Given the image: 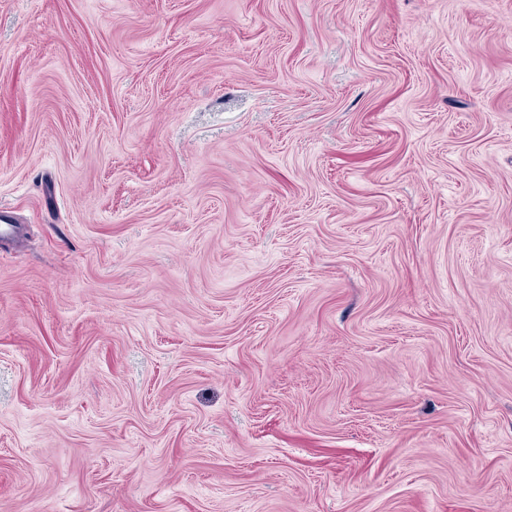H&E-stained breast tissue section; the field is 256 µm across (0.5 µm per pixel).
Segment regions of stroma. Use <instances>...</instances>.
Segmentation results:
<instances>
[{"mask_svg": "<svg viewBox=\"0 0 512 512\" xmlns=\"http://www.w3.org/2000/svg\"><path fill=\"white\" fill-rule=\"evenodd\" d=\"M0 512H512V0H0Z\"/></svg>", "mask_w": 512, "mask_h": 512, "instance_id": "1", "label": "stroma"}]
</instances>
